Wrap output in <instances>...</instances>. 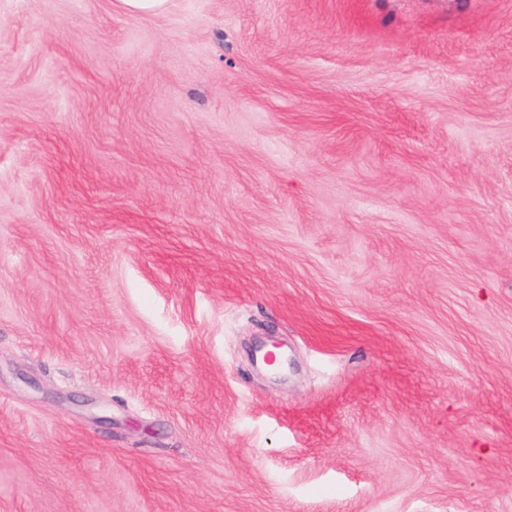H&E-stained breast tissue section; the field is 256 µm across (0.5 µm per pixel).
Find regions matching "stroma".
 Masks as SVG:
<instances>
[{"mask_svg": "<svg viewBox=\"0 0 512 512\" xmlns=\"http://www.w3.org/2000/svg\"><path fill=\"white\" fill-rule=\"evenodd\" d=\"M0 512H512V0H0Z\"/></svg>", "mask_w": 512, "mask_h": 512, "instance_id": "1", "label": "stroma"}]
</instances>
